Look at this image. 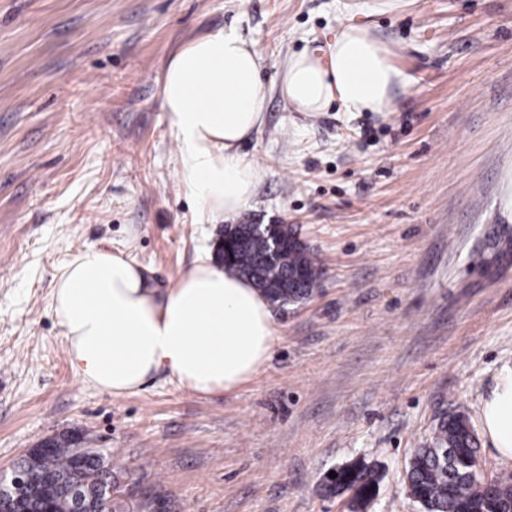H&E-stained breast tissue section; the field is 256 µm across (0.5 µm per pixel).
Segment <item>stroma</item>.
<instances>
[{"label":"stroma","mask_w":512,"mask_h":512,"mask_svg":"<svg viewBox=\"0 0 512 512\" xmlns=\"http://www.w3.org/2000/svg\"><path fill=\"white\" fill-rule=\"evenodd\" d=\"M347 22L387 46L390 112H298L283 58ZM234 28L262 53L265 126L242 224H288L323 274L274 307L281 336L238 390L165 373L115 397L72 370L49 309L73 254L122 250L167 287L215 249L177 178L160 107L168 58ZM512 0H409L366 16L337 0H0V467L46 438L109 452L127 512H350L327 472L382 480L363 512H422L405 470L439 419L479 404L512 360Z\"/></svg>","instance_id":"35a3bbf8"}]
</instances>
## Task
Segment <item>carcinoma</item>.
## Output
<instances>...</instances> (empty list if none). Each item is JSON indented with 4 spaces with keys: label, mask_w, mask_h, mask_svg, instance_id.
I'll list each match as a JSON object with an SVG mask.
<instances>
[{
    "label": "carcinoma",
    "mask_w": 512,
    "mask_h": 512,
    "mask_svg": "<svg viewBox=\"0 0 512 512\" xmlns=\"http://www.w3.org/2000/svg\"><path fill=\"white\" fill-rule=\"evenodd\" d=\"M279 242L280 255L268 258L271 240ZM219 255L223 264L250 279L272 303H300L312 295L321 274L317 258L288 224H271L265 233L251 224H233L224 230ZM34 456H25L16 468L36 474L33 493L24 500L23 512H44L52 504L56 512H69L68 491L92 487L99 480L114 482L105 467V454L97 452L81 462L73 457L71 440L59 435ZM479 448L475 430L461 412L443 416L431 440L413 449L406 470L407 486L422 512H512V479L504 478L488 488L480 479ZM325 477L333 492L350 491L358 508L378 491L379 470L354 462Z\"/></svg>",
    "instance_id": "cac0c4a2"
}]
</instances>
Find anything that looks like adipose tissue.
Returning <instances> with one entry per match:
<instances>
[{"label":"adipose tissue","instance_id":"ef3b65f1","mask_svg":"<svg viewBox=\"0 0 512 512\" xmlns=\"http://www.w3.org/2000/svg\"><path fill=\"white\" fill-rule=\"evenodd\" d=\"M389 55L367 27L349 24L326 49L288 56L278 90L299 112L335 102L347 112H389L401 80ZM263 65L231 28L194 38L166 65L161 108L177 142L178 180L201 223L234 218L255 195L259 173L240 147L264 124ZM49 308L73 370L115 397L140 392L161 371L197 394L231 392L280 342L265 294L205 256L161 288L124 251L91 247L66 263ZM479 418L500 458L512 461L511 363L499 369Z\"/></svg>","mask_w":512,"mask_h":512}]
</instances>
